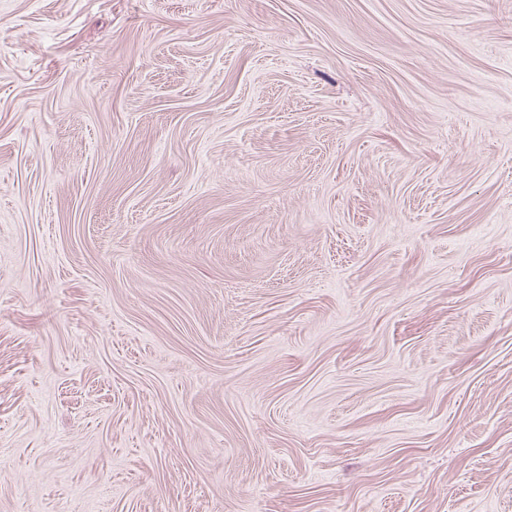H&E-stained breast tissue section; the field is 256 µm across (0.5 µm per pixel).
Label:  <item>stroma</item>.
<instances>
[{
	"mask_svg": "<svg viewBox=\"0 0 512 512\" xmlns=\"http://www.w3.org/2000/svg\"><path fill=\"white\" fill-rule=\"evenodd\" d=\"M0 512H512V0H0Z\"/></svg>",
	"mask_w": 512,
	"mask_h": 512,
	"instance_id": "obj_1",
	"label": "stroma"
}]
</instances>
